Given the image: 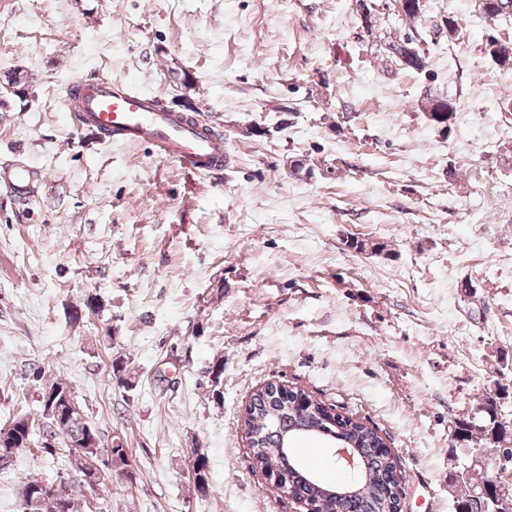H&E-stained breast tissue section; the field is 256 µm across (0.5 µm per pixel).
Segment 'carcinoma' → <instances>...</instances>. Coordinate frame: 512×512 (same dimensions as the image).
Masks as SVG:
<instances>
[{
	"label": "carcinoma",
	"mask_w": 512,
	"mask_h": 512,
	"mask_svg": "<svg viewBox=\"0 0 512 512\" xmlns=\"http://www.w3.org/2000/svg\"><path fill=\"white\" fill-rule=\"evenodd\" d=\"M490 43L492 46L486 50L493 62L502 68H511L512 43L498 39ZM388 50L404 69L421 72L427 67L425 53L409 35L391 41ZM295 393L294 389L280 392L273 385L253 393L241 419V429L255 463L262 468L269 458L276 459L288 474V484L294 487L295 493L319 503L320 512H398L406 477L395 458L379 452L387 443L378 431L350 416L341 415L334 423H327L322 417L325 408L321 402L315 403L313 411H301L293 406ZM259 415L266 420L262 427L253 424ZM497 415V401L487 396L476 408L475 417L466 415L455 419L451 426L455 439L449 455L457 454V449L463 446L498 453L504 434L495 428ZM339 432L355 448L360 469L349 480L324 483L316 476V471L324 464L309 462L296 454L294 443L303 436L326 438ZM36 434L40 437L39 451L51 456L65 452L72 464V473L59 481L64 486L63 496L43 491L45 481L37 478L25 481L21 491L23 512H90L88 494L94 493L97 486L88 484L86 477L102 464L101 452L112 453L118 466L128 465L126 449L119 444L102 449L98 430L81 412L57 417L42 414L38 419L31 418L30 426L25 428L12 420L8 428L0 427V454L17 453L33 445ZM193 454L194 487L205 494L210 489L208 456L199 448L194 449Z\"/></svg>",
	"instance_id": "cac0c4a2"
}]
</instances>
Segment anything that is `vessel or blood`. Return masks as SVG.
<instances>
[{
    "instance_id": "1",
    "label": "vessel or blood",
    "mask_w": 512,
    "mask_h": 512,
    "mask_svg": "<svg viewBox=\"0 0 512 512\" xmlns=\"http://www.w3.org/2000/svg\"><path fill=\"white\" fill-rule=\"evenodd\" d=\"M68 110L76 130L90 129L118 144L148 148L175 161L188 175H217L224 170L223 133L130 83L74 78L68 86ZM35 178L30 169H8L0 174V191L26 200Z\"/></svg>"
}]
</instances>
